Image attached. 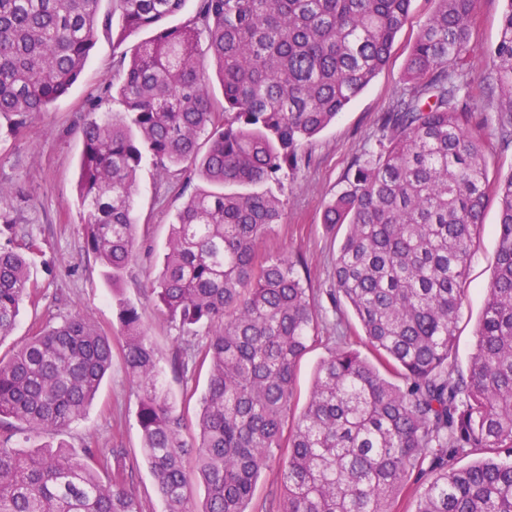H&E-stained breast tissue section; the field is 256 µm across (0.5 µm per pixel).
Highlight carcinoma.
<instances>
[{"mask_svg": "<svg viewBox=\"0 0 512 512\" xmlns=\"http://www.w3.org/2000/svg\"><path fill=\"white\" fill-rule=\"evenodd\" d=\"M413 46L408 87L380 119L379 151L356 159L323 223L346 226L333 265L368 359L348 343L319 363L295 408L298 364L323 323L302 254L258 246L283 221L280 176L370 84L412 0H0V116L23 124L78 80L99 29L115 33V71L89 108L77 185L84 241L117 288L138 255L136 177L150 165L198 188L170 224L151 285L161 314L211 336L198 436L162 383L133 304L118 300L124 360L141 391L137 422L164 512H247L278 466V512H512V173L490 187L485 140L461 71L476 0H434ZM192 12L184 21L168 20ZM482 83L498 93L512 142V0ZM155 34L126 50L143 31ZM215 64L221 94L206 70ZM110 99L121 110L101 113ZM499 200L497 261L465 371L448 367L468 263L489 191ZM0 246V339L34 294L24 251ZM112 364V342L79 314L0 358V512H141L124 471L87 445L20 452V433L61 434L83 417ZM477 456L459 466L464 455Z\"/></svg>", "mask_w": 512, "mask_h": 512, "instance_id": "1", "label": "carcinoma"}]
</instances>
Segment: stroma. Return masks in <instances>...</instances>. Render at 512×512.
Returning a JSON list of instances; mask_svg holds the SVG:
<instances>
[{"instance_id": "35a3bbf8", "label": "stroma", "mask_w": 512, "mask_h": 512, "mask_svg": "<svg viewBox=\"0 0 512 512\" xmlns=\"http://www.w3.org/2000/svg\"><path fill=\"white\" fill-rule=\"evenodd\" d=\"M505 7V0H477L470 41L479 52L497 44ZM433 11V0H413L410 17L397 35L386 65L336 121L309 143L310 164L286 173L282 179L284 219L272 226L260 250L301 252L322 307L330 305L332 267L344 236L342 229L324 224V207L342 189L343 175L352 161L373 145L381 116L406 82L407 62L416 37ZM113 72L112 37L101 31L78 81L49 111L30 113L20 127L10 117L0 116V213L10 225L9 230L0 232V244H6L15 230L32 236L36 248L30 255V279L39 290L37 300L21 306L11 335L0 340V355L23 344L40 326L61 322L77 313L111 336L112 369L85 416L70 426L62 440L76 450L92 446L107 458L113 449H121L122 462L132 474L130 487L142 512H164L142 451L137 423L140 391L122 356L117 301L125 299L141 314L166 369V388L184 415V436L188 439L197 435L196 416L199 398L207 385V372L194 369L178 377L170 372L169 365L176 352L200 350L209 331L201 328L192 335L184 333L178 324L160 315L150 290L162 269L174 212L182 203L179 192L183 176H161L149 166L139 172L135 196L139 239L151 251L126 270L119 287H112L99 260L84 247L83 214L76 202L83 149L80 127L90 99L99 94ZM497 221L498 203L492 198L471 256L466 297L451 350L450 361L459 370L466 369L475 348L486 288L496 265ZM360 332L351 315L345 317L341 328L321 330L297 369L299 403H306L316 367L334 346L336 335L353 343Z\"/></svg>"}]
</instances>
